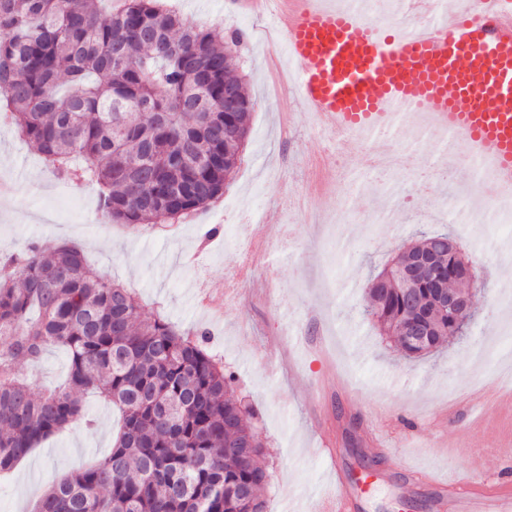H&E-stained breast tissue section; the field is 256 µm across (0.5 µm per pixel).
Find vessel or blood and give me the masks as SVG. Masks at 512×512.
<instances>
[{
    "label": "vessel or blood",
    "instance_id": "1",
    "mask_svg": "<svg viewBox=\"0 0 512 512\" xmlns=\"http://www.w3.org/2000/svg\"><path fill=\"white\" fill-rule=\"evenodd\" d=\"M299 80L302 106L320 130L350 150L395 124L399 112L429 113L451 143L487 162L497 188L512 186V13L484 25L457 12L415 34L385 32L320 0H286L272 16ZM321 452L336 474V492L320 512H354L338 449ZM459 512H512V483H452Z\"/></svg>",
    "mask_w": 512,
    "mask_h": 512
}]
</instances>
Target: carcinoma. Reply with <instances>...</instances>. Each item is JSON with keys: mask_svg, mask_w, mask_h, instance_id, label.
Listing matches in <instances>:
<instances>
[{"mask_svg": "<svg viewBox=\"0 0 512 512\" xmlns=\"http://www.w3.org/2000/svg\"><path fill=\"white\" fill-rule=\"evenodd\" d=\"M224 36L162 3L0 0L3 121L46 166L97 191L122 224L184 220L223 194L254 102ZM449 239L425 234L364 288L365 315L409 359L465 325L409 295L403 260ZM0 270V474L75 423L97 392L121 413L112 450L56 481L35 512H265V446L234 398L235 375L163 318H142L129 291L63 242L29 244ZM424 336L413 343L407 330ZM51 346L65 381L33 396L17 373Z\"/></svg>", "mask_w": 512, "mask_h": 512, "instance_id": "cac0c4a2", "label": "carcinoma"}]
</instances>
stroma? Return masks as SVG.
I'll return each instance as SVG.
<instances>
[{
  "label": "stroma",
  "instance_id": "obj_1",
  "mask_svg": "<svg viewBox=\"0 0 512 512\" xmlns=\"http://www.w3.org/2000/svg\"><path fill=\"white\" fill-rule=\"evenodd\" d=\"M205 27L244 32L239 48L255 103L240 160L224 193L188 223L108 222L88 187L51 174L36 148L14 127L0 125V255L32 241L79 246L92 267L129 288L143 317L161 316L180 333L203 328L206 347L234 373L238 393L256 414L251 422L267 447L271 483L267 512H315L334 480L319 439L338 448L347 472L369 466L363 512H457L435 509L438 489L403 478L404 467L443 478H472L467 451H486L483 478H512V458L497 447L512 437V396L487 395L502 359L475 358L483 343L512 348V304L503 302L501 260L512 249V223L492 222L498 196L477 182L465 149L447 181L418 205L406 206L416 185L412 169L385 179L373 172L377 146L439 163L448 138L406 113L374 143L327 156V140L286 85V64L269 44V18L246 0H171ZM464 201L444 208L448 196ZM255 211L253 223L242 222ZM461 235L462 250L484 280L475 316L462 338L432 355L409 360L383 342L362 314V287L371 266L384 264L421 231ZM251 272L221 302L222 316L197 297L202 282L228 283L242 253ZM34 393L60 383L65 352L50 348L37 365L20 364ZM118 416L87 397L81 418L42 441L0 478V512H32L61 475L85 468L112 448ZM388 444L373 450L376 433Z\"/></svg>",
  "mask_w": 512,
  "mask_h": 512
}]
</instances>
